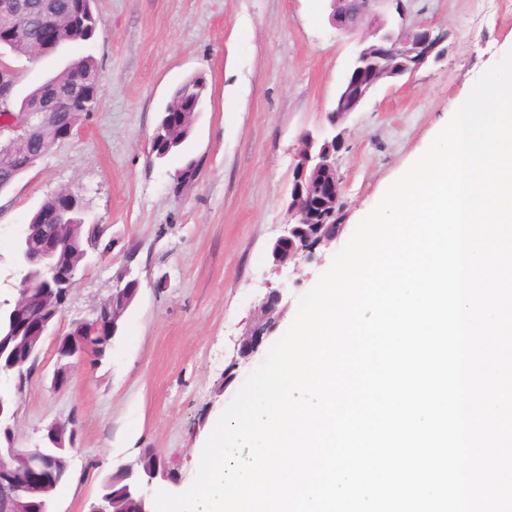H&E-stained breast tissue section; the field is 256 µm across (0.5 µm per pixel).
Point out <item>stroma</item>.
<instances>
[{
	"label": "stroma",
	"instance_id": "obj_1",
	"mask_svg": "<svg viewBox=\"0 0 512 512\" xmlns=\"http://www.w3.org/2000/svg\"><path fill=\"white\" fill-rule=\"evenodd\" d=\"M408 25L446 33L444 57L379 84L339 129L328 112L357 40L329 21L330 0H96L103 26L34 60L7 53L14 101L73 59L98 65L93 112L76 134L0 193V295L18 279L15 250L30 214L61 189L81 197L89 221L105 224L111 251L81 273L61 330L91 316L131 267L139 291L99 365H77L66 387L42 370L17 397L14 444L40 445L47 425L75 418L69 481L56 512H88L102 478L152 448L184 491L213 419L265 359L224 372L270 290L284 292L278 333L301 295L387 187L430 145L474 82L512 48V0H405ZM203 76L207 97L193 132L165 162L151 156L160 108L183 81ZM342 132L336 156L342 228L312 262L275 266L270 252L288 220L295 154L307 132ZM195 161L191 182L175 175Z\"/></svg>",
	"mask_w": 512,
	"mask_h": 512
}]
</instances>
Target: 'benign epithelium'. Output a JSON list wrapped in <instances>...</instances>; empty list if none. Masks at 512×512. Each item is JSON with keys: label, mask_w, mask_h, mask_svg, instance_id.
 I'll return each instance as SVG.
<instances>
[{"label": "benign epithelium", "mask_w": 512, "mask_h": 512, "mask_svg": "<svg viewBox=\"0 0 512 512\" xmlns=\"http://www.w3.org/2000/svg\"><path fill=\"white\" fill-rule=\"evenodd\" d=\"M383 4L394 7L396 20L391 22L379 12ZM340 5L343 6L342 11L331 12L332 25L345 34L359 32L361 36L347 76L339 86L328 112L333 125L357 111L380 82L411 74L429 61L439 60L445 53L442 47L444 35L434 33L429 26H407L403 0H332V6ZM54 9L52 2L43 3L33 11L22 4V0H0V18L4 21L0 27V47L11 46L19 35L28 31L27 16L32 13L41 18L39 41L46 45L55 43L58 29L50 20ZM16 79L15 70L0 61V106L10 96ZM61 105L62 95L49 91L41 96V104L36 111L12 113L7 126L0 125V132L6 129L11 131L13 143L23 141L37 124L57 115ZM73 134L72 126L60 130L52 141L42 143L35 158L46 155ZM341 147L342 140L338 136L322 143L309 133L301 139L288 203V223L284 225L283 233L271 251L274 265L312 261L316 258L317 248L328 247L336 239L339 227L332 228L324 223L319 213L312 210L311 200L318 196L333 205L342 201L335 164L336 151ZM77 209H83L82 200L77 195L69 191L60 193L55 207L43 213L45 224L42 228L46 233L43 242L37 248L23 252L20 278L15 286L13 313L20 337L30 354L35 356L39 355L50 336L57 346L69 340L68 336L60 334L53 317H47L33 307L31 288L41 281H48L63 290L68 298L79 284L76 269L62 268L56 262V258L70 251L74 244L68 225L60 223L59 218ZM107 230L108 226L104 224L91 225L90 236L84 243L85 255L99 252V241ZM130 275V268L120 270L108 299L94 310L92 317L79 318L77 322L93 329L100 328L110 313L112 335H117L120 320L138 291V280L130 278ZM281 300L279 290H273L264 297L259 306L261 317L240 337L237 359L229 366L224 383L234 379V370L239 361L248 360L277 329L281 318ZM65 427L64 421L48 426L45 434L47 445L57 448L63 444ZM28 455L26 448H0V512H53L54 499L48 497L52 487L47 474L54 469L56 457L45 454L41 465L34 467L27 461ZM159 481L172 482L167 470L158 468L120 490H112L110 497L99 496L97 502L91 505L90 512H123L121 504L129 499L135 502L136 512H153L151 488Z\"/></svg>", "instance_id": "1"}]
</instances>
